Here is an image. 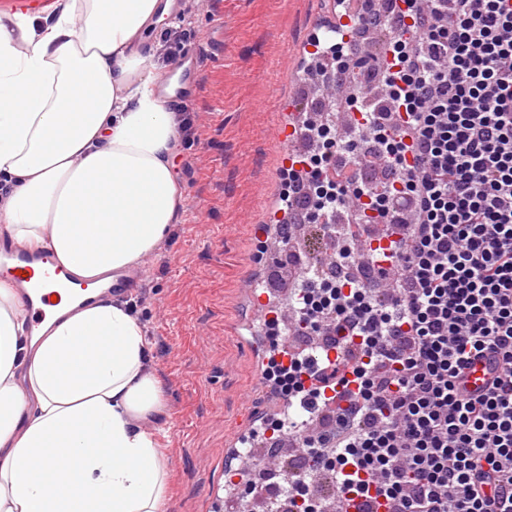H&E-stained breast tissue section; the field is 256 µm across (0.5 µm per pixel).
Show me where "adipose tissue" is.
I'll use <instances>...</instances> for the list:
<instances>
[{"mask_svg":"<svg viewBox=\"0 0 512 512\" xmlns=\"http://www.w3.org/2000/svg\"><path fill=\"white\" fill-rule=\"evenodd\" d=\"M167 13L165 0H57L42 24L0 21V237L93 288L155 252L185 210L176 115L145 47ZM25 319L0 282V512H163V389L128 302L68 304L27 344Z\"/></svg>","mask_w":512,"mask_h":512,"instance_id":"obj_1","label":"adipose tissue"}]
</instances>
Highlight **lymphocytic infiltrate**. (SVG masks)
I'll return each mask as SVG.
<instances>
[{"instance_id":"lymphocytic-infiltrate-1","label":"lymphocytic infiltrate","mask_w":512,"mask_h":512,"mask_svg":"<svg viewBox=\"0 0 512 512\" xmlns=\"http://www.w3.org/2000/svg\"><path fill=\"white\" fill-rule=\"evenodd\" d=\"M401 2L384 18L351 11L306 68L361 117L350 137L305 123L318 147L284 172L278 236L291 245L304 212L326 223L332 263L379 277L343 286L314 272L293 291L297 329L335 332L344 352L294 350L263 370L306 418L304 458L274 512H335L349 490L390 512H512V0ZM352 28L387 32L380 61L352 52ZM366 66L383 102L347 82ZM342 214L375 215L387 247L349 236ZM479 358L492 375L472 392ZM339 384L342 407L328 395ZM318 477L331 492H315Z\"/></svg>"}]
</instances>
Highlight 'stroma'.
<instances>
[{
    "label": "stroma",
    "instance_id": "obj_1",
    "mask_svg": "<svg viewBox=\"0 0 512 512\" xmlns=\"http://www.w3.org/2000/svg\"><path fill=\"white\" fill-rule=\"evenodd\" d=\"M318 6L329 9V0H200L147 34L153 47L167 27L185 24L188 47L202 53L191 104L199 137L179 140L174 156L186 209L131 296L163 386L164 512H214L240 407L269 403L255 349L232 327L247 309L246 283L262 275L265 252L251 227L269 222L287 187L275 131L299 97L297 49L315 29Z\"/></svg>",
    "mask_w": 512,
    "mask_h": 512
}]
</instances>
